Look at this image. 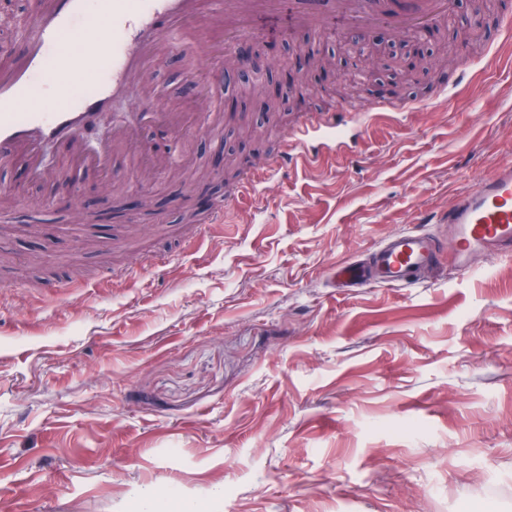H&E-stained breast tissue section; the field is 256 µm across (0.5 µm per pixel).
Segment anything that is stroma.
<instances>
[{"label": "stroma", "instance_id": "35a3bbf8", "mask_svg": "<svg viewBox=\"0 0 512 512\" xmlns=\"http://www.w3.org/2000/svg\"><path fill=\"white\" fill-rule=\"evenodd\" d=\"M478 9L489 94L445 97L420 71L342 96L356 66L304 74L295 56L352 26L292 28L283 0L245 45L269 85L292 70L304 92L260 139L241 142L264 104L237 68L182 49L150 72L160 106L233 119L165 130L168 167L136 177L139 141L90 168L97 192L67 197L0 164V251L18 261L0 280V512H512V255L445 261L410 288L330 280L391 234L449 236L453 198L512 163V37L496 24L512 0H453L431 62L454 79L448 44ZM402 100L412 112L362 120L355 154L277 171L226 223H189L224 175L188 186L169 167L267 160L303 116Z\"/></svg>", "mask_w": 512, "mask_h": 512}]
</instances>
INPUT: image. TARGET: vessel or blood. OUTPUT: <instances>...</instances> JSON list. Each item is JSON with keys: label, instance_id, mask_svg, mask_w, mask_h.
<instances>
[{"label": "vessel or blood", "instance_id": "obj_1", "mask_svg": "<svg viewBox=\"0 0 512 512\" xmlns=\"http://www.w3.org/2000/svg\"><path fill=\"white\" fill-rule=\"evenodd\" d=\"M279 0H37L29 23L19 34L20 53L0 68V161L21 159L31 179L47 178L48 145L70 144L73 161L106 167L119 144L132 140L144 120L177 126L174 112L153 108L154 90L146 85L151 64L177 46L204 48V27L224 31L233 46L245 37L248 21L276 9ZM452 0H411L395 11L390 0H295L293 22L315 30L334 20L362 29L384 24L407 34L448 16ZM104 28L108 36L72 52L77 22ZM97 77L86 84L88 67ZM63 104L46 110L47 90ZM139 100L140 108L116 123L109 139L88 144L85 136L108 112L114 98ZM354 118L343 106L310 117L283 138L273 168H293L298 159L316 161L346 155L356 148ZM452 225L451 244L416 232L390 235L376 250L373 267L354 261L337 264L347 288L372 284L409 287L416 273L453 255L466 257L480 248L489 254L512 253V165L480 179L470 192L456 196L440 218Z\"/></svg>", "mask_w": 512, "mask_h": 512}]
</instances>
